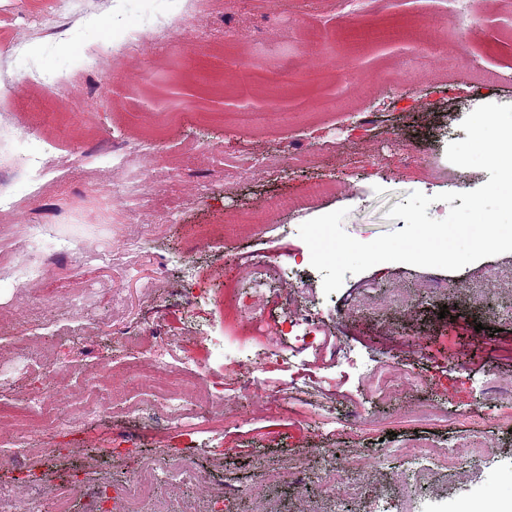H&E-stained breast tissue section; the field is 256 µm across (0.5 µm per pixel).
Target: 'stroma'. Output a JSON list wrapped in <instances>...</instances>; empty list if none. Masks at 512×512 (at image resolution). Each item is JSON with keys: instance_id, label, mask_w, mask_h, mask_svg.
<instances>
[{"instance_id": "stroma-1", "label": "stroma", "mask_w": 512, "mask_h": 512, "mask_svg": "<svg viewBox=\"0 0 512 512\" xmlns=\"http://www.w3.org/2000/svg\"><path fill=\"white\" fill-rule=\"evenodd\" d=\"M49 2L0 0V36L29 26ZM64 3L58 22L0 68V102L15 108L0 144L58 166L0 220L49 227L29 248L40 278L0 279V347L21 354L37 340L57 365L107 373L112 386L107 407L79 430L47 429L43 464L0 452V487L66 485L73 512H112L90 497L81 472L113 463L132 474L161 457L201 473L171 494L172 512L225 477L239 489L221 512H251L261 458L294 454L314 474L319 449L332 448L344 474L335 486L314 477L267 485L286 512L322 498L347 512H401L407 496L420 512H477L489 496L512 512V319L502 316L512 306V253L455 272L381 263L327 295L298 235L302 223L344 208V230L369 242L404 228L387 213L411 192L432 196L428 214L441 219L489 180L449 162L446 147L465 139L460 124L477 106L512 105V0H367L355 16L331 0H112L108 14L90 0ZM173 15L180 32L152 47L160 67L145 66L126 44L130 33ZM94 42L126 50L83 68ZM38 72L66 79L61 102L36 83ZM155 130L159 146L139 150ZM117 142L132 148L118 172L107 158ZM80 151L84 169L65 170ZM137 176L147 182L139 197L106 195L110 181ZM316 179L333 192L281 208ZM444 192L453 203L437 201ZM244 210L253 223L236 224ZM121 238L135 239L136 251L110 267L81 265L84 242ZM228 279L238 284L236 327L216 298ZM185 282L206 297L186 300ZM395 287L412 313L386 305ZM29 295L42 308L26 337L20 303ZM302 309L323 328L320 350L290 346L285 314ZM205 331L253 352L260 371L216 356ZM169 343L170 366L223 383L219 433L208 424L213 408L189 403L187 418L173 422L149 384L129 375V363ZM336 352L362 358L369 372L343 371L330 360ZM47 383L41 368L18 367L0 401L23 404ZM414 435L481 437L496 458L462 484L439 476L427 490L404 483L393 458L351 498L346 477L360 455Z\"/></svg>"}]
</instances>
